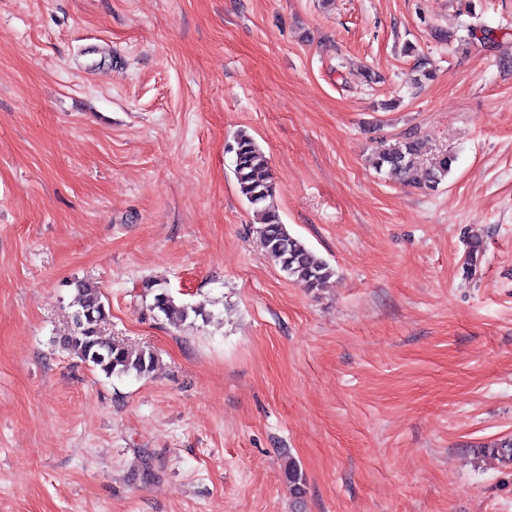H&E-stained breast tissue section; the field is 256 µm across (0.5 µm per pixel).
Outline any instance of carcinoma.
Here are the masks:
<instances>
[{"label":"carcinoma","instance_id":"carcinoma-1","mask_svg":"<svg viewBox=\"0 0 512 512\" xmlns=\"http://www.w3.org/2000/svg\"><path fill=\"white\" fill-rule=\"evenodd\" d=\"M233 154V173L240 194L253 209L259 227V242L271 261L288 277L308 290L321 287L333 274V269L321 256L303 241L292 235L280 218L274 199L276 184L269 159L255 139L245 130L233 137L228 147ZM420 153L419 142L406 138L394 144L382 145L375 158V167L385 169L396 179L407 182L414 179ZM455 157L443 154L435 159L425 174L424 187L433 190L448 176ZM143 295L152 296L149 310L170 318L174 315L187 319L202 317L204 312L195 307L177 305L175 298L164 287L147 282ZM73 306L72 326L68 334L59 337V346L100 369L106 376L142 377L156 366V356L150 350H135L117 340H107L100 335V325L107 318L102 293L96 286L79 282ZM503 463L512 465V439L505 438L490 447L478 449ZM288 479L294 484L297 495L305 493L300 466L288 459Z\"/></svg>","mask_w":512,"mask_h":512}]
</instances>
